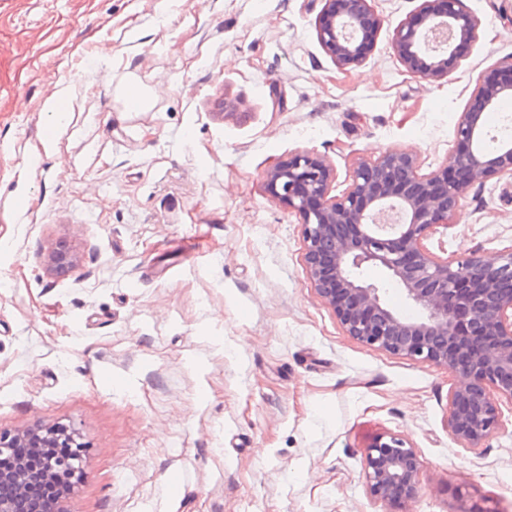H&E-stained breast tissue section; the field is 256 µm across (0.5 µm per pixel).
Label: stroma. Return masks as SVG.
I'll return each mask as SVG.
<instances>
[{"label":"stroma","instance_id":"stroma-1","mask_svg":"<svg viewBox=\"0 0 512 512\" xmlns=\"http://www.w3.org/2000/svg\"><path fill=\"white\" fill-rule=\"evenodd\" d=\"M421 3L371 0L375 46L341 67L325 0H0V430L78 431L69 512H385L364 479L385 434L423 462L409 512H512V402L482 448L455 441L462 377L348 336L267 186L302 152L336 195L389 150L450 162L512 56V0H464L478 38L431 81L391 46ZM59 245L74 263L55 272ZM511 247L507 177L431 242Z\"/></svg>","mask_w":512,"mask_h":512}]
</instances>
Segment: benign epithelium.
I'll list each match as a JSON object with an SVG mask.
<instances>
[{"mask_svg":"<svg viewBox=\"0 0 512 512\" xmlns=\"http://www.w3.org/2000/svg\"><path fill=\"white\" fill-rule=\"evenodd\" d=\"M380 20L369 0H325L317 34L340 66L362 62L372 51ZM477 18L463 0H422L393 32L392 47L411 73L426 80L448 76L461 60L458 45L477 37ZM512 96V56L505 57L472 93L456 129L451 165L421 171L416 155L389 150L359 161L349 186L331 194V169L319 156L301 153L269 173L274 196L288 201L304 225L310 285L336 314L345 332L395 355L443 366L466 382L448 393L453 439L477 449L500 425L497 401L512 402V247L486 260L473 252L441 257L431 239L451 225L467 191L493 178H512V143L483 147L484 111ZM50 267L72 265L68 248L49 255ZM365 265L381 266L416 314L408 318L385 300L382 289L361 276ZM68 447L35 466L14 457L0 472V512H38L32 485L50 478L82 476L84 445L71 427L54 426L37 438L0 431V456L14 448ZM423 462L395 435L367 449L364 478L382 504L406 505L417 493Z\"/></svg>","mask_w":512,"mask_h":512,"instance_id":"obj_1","label":"benign epithelium"}]
</instances>
